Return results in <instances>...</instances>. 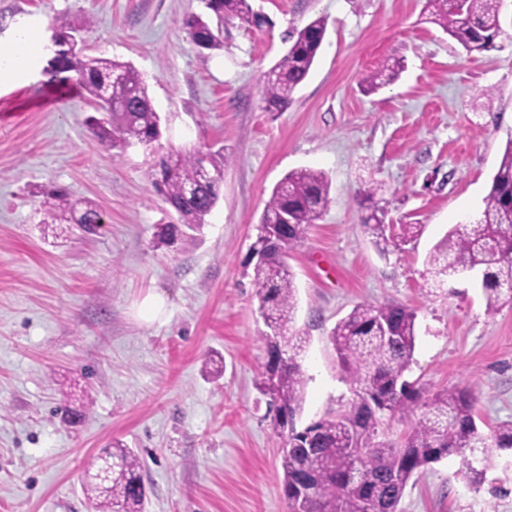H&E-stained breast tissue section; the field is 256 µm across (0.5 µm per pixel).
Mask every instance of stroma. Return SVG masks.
Returning <instances> with one entry per match:
<instances>
[{
	"instance_id": "35a3bbf8",
	"label": "stroma",
	"mask_w": 512,
	"mask_h": 512,
	"mask_svg": "<svg viewBox=\"0 0 512 512\" xmlns=\"http://www.w3.org/2000/svg\"><path fill=\"white\" fill-rule=\"evenodd\" d=\"M266 25L224 23V46L197 47L182 29L203 0H0V52L53 16L88 25V54L132 62L161 117L158 148L119 152L88 129L94 110L70 86L0 79V512H93L85 465L121 441L142 463L145 512H288L284 436L255 386L266 327L242 262L273 186L324 171L329 203L286 263L307 336L297 427L351 398L330 343L362 303L417 310L411 376L425 395L470 389L477 422L512 419V305L486 311L476 285L432 294L426 258L452 225L474 220L512 140V0H501L494 49L465 51L428 20L426 0H251ZM326 36L283 112L263 109L264 75L288 35L317 16ZM401 63L367 93L361 79ZM225 150L216 206L194 237L158 243L176 213L153 187L161 152ZM391 229L417 242L381 256L362 226L363 195ZM93 200L88 229L46 224L44 192ZM166 311L150 317L144 300ZM84 396L70 424L62 408ZM458 456L407 487L401 512H512V451L481 489Z\"/></svg>"
}]
</instances>
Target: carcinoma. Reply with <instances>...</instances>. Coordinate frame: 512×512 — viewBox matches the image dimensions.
I'll use <instances>...</instances> for the list:
<instances>
[{"mask_svg": "<svg viewBox=\"0 0 512 512\" xmlns=\"http://www.w3.org/2000/svg\"><path fill=\"white\" fill-rule=\"evenodd\" d=\"M434 23L466 51H489L503 32L501 0H427ZM217 26L200 15L183 22L189 39L204 49L223 45L226 18L258 27L261 19L250 0H207ZM59 36L73 38L80 23L64 16L51 21ZM326 19L317 17L293 32L291 44L264 80L262 102L267 112H284L297 87L308 77L326 32ZM55 79L75 81L81 95L101 114L92 125L100 144L123 151L150 146L161 137V119L148 86L125 61L93 57L78 43L61 47L57 66L44 69ZM230 156L219 152L204 157L192 150L169 152L158 161L161 178L154 188L176 208L178 223L163 224L158 239L171 244L198 231L220 197L224 167ZM325 173L308 168L289 172L272 190L251 250L260 252L252 283L258 312L268 331L262 336L266 361L256 387L275 409L276 425L287 438L281 449L282 492L289 512H397L412 478L432 463L457 455L468 485L479 489L498 461V451L512 449V421L484 432L476 422L474 394L456 387L435 392L396 447L377 440L378 426L395 415L415 414L420 399L417 382L406 379L416 340L415 309L403 304H358L332 329L330 342L347 376L352 398L336 415L304 429L295 426L305 399L306 378L299 362L306 339L290 333L295 310L293 275L285 256L300 245L329 202ZM45 224H99L95 202L73 199L51 190L42 202ZM363 227L383 254L397 242L420 235L421 225L403 224L400 233L387 234L385 213L374 208L362 218ZM469 270L478 277L487 311L512 304V141L506 146L482 200L478 218L456 224L433 247L428 274L441 290ZM112 459V470L85 490L94 512H143L146 498L140 458L119 442L102 450L91 467Z\"/></svg>", "mask_w": 512, "mask_h": 512, "instance_id": "obj_1", "label": "carcinoma"}]
</instances>
